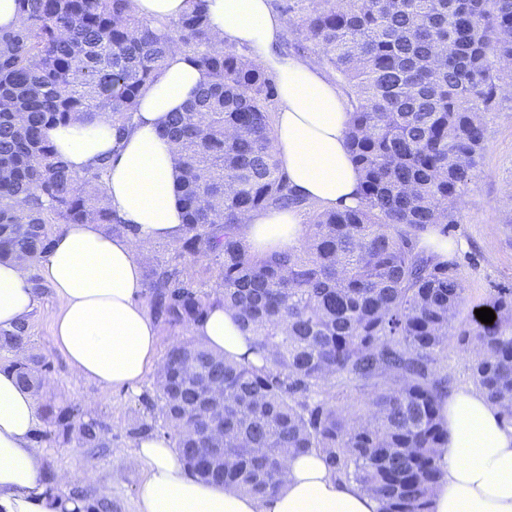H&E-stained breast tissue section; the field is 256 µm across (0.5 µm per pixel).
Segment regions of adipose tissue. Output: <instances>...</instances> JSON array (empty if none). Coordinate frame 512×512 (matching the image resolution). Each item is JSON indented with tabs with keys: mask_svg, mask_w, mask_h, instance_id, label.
Listing matches in <instances>:
<instances>
[{
	"mask_svg": "<svg viewBox=\"0 0 512 512\" xmlns=\"http://www.w3.org/2000/svg\"><path fill=\"white\" fill-rule=\"evenodd\" d=\"M217 45L233 44L277 82L273 139L289 187L322 208L359 204L360 176L347 146L348 99L314 62L283 54V22L270 0H207ZM210 82L190 53L169 54L157 82L146 89L133 120L117 131L108 115L93 122L75 117L46 129L59 158L80 172L105 165L113 210L132 229L116 236L99 224H67L49 250L33 259L0 262V331L13 330L39 309L37 284L61 299L45 310L56 347L72 380L105 391L131 390L161 365L163 325L139 304L144 285L138 252L184 232V209L175 183L177 145L161 131ZM301 213L270 207L249 212L240 237L263 254L299 248ZM194 336L235 360H254L251 335L231 307L216 304ZM22 388L15 372L0 366V512H73L61 491L65 471L47 478V452L34 439L42 395ZM448 441L438 450L443 476L432 492L433 512H512V425L500 407L470 385L454 387L444 401ZM138 456L148 466L137 512H379V503L357 484L332 475L317 452L289 457L279 491L258 499L232 486L206 484L190 475L169 440L145 438Z\"/></svg>",
	"mask_w": 512,
	"mask_h": 512,
	"instance_id": "obj_1",
	"label": "adipose tissue"
}]
</instances>
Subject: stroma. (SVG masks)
<instances>
[{
    "instance_id": "1",
    "label": "stroma",
    "mask_w": 512,
    "mask_h": 512,
    "mask_svg": "<svg viewBox=\"0 0 512 512\" xmlns=\"http://www.w3.org/2000/svg\"><path fill=\"white\" fill-rule=\"evenodd\" d=\"M507 197L512 198V94L501 100L487 128L483 158L458 210V222L448 229L449 242L465 243L456 256L468 288V306L485 302L495 289L512 286V208L502 204ZM136 260L147 284L154 271L161 268L184 269L207 287L216 283L219 272L212 258L178 257L175 243L169 241L137 254ZM30 324V346L51 365L56 379L48 404L59 410L78 406L88 416L105 419L112 425V446L100 452L79 447L73 440L49 443V470L77 474L85 460H94L92 486L100 495L117 501L121 512H136L145 467L125 429L141 412L137 392L104 391L89 381L72 382L65 359L54 345L50 322L36 315Z\"/></svg>"
}]
</instances>
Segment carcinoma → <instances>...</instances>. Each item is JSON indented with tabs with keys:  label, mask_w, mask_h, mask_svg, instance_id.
<instances>
[{
	"label": "carcinoma",
	"mask_w": 512,
	"mask_h": 512,
	"mask_svg": "<svg viewBox=\"0 0 512 512\" xmlns=\"http://www.w3.org/2000/svg\"><path fill=\"white\" fill-rule=\"evenodd\" d=\"M18 26L0 31V261L35 258L63 224H103L112 211L105 166L78 174L56 158L44 130L78 112H106L122 131L142 92L175 49L210 83L172 115L180 145L182 257L219 264L206 289L176 268L154 273L150 306L171 329L201 322L219 300L254 337L260 364L224 357L197 338L170 343L147 416L126 429L137 441L169 440L206 483L264 497L288 456L317 451L334 475L375 497L380 512H430L447 441L442 405L452 388L448 350L467 359L472 385L503 405L512 425V287L467 310L457 260L420 247L457 223L503 95L512 58V0H294L286 43L309 42L350 103L347 141L360 174L355 208L315 210L288 187L272 140V76L209 33L206 0L177 20L138 18L130 0H16ZM310 211L301 248L258 255L238 235L240 216L271 206ZM29 321L0 332V351L29 345ZM19 384L41 387L38 355L10 362ZM214 393L224 416L200 405ZM61 435L83 448L112 447V425L79 407L59 412ZM224 442V467L208 449ZM76 512H118L88 488Z\"/></svg>",
	"instance_id": "carcinoma-1"
}]
</instances>
